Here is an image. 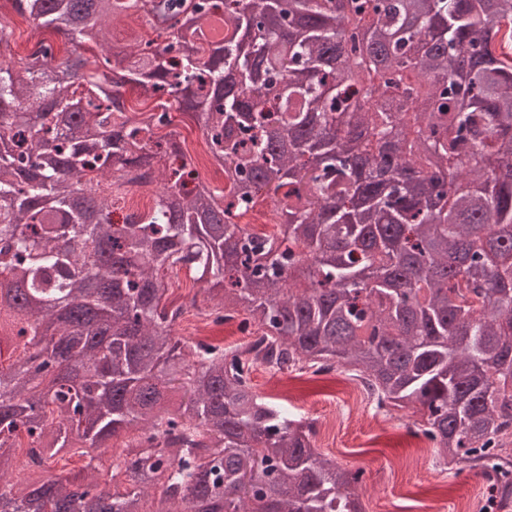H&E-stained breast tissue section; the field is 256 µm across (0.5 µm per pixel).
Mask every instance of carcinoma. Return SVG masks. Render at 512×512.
Masks as SVG:
<instances>
[{
	"instance_id": "obj_1",
	"label": "carcinoma",
	"mask_w": 512,
	"mask_h": 512,
	"mask_svg": "<svg viewBox=\"0 0 512 512\" xmlns=\"http://www.w3.org/2000/svg\"><path fill=\"white\" fill-rule=\"evenodd\" d=\"M68 39L20 67L0 16V501L13 512H364L360 472L322 456L316 423L255 389L340 367L436 462L512 504V0H11ZM133 19L155 36L85 57ZM154 107L131 115L126 93ZM191 114L224 171L217 194L157 130ZM150 208L114 219L128 186ZM268 197L277 234L236 222ZM62 239L75 241L58 248ZM212 284L199 309L258 342L175 337L186 306L160 271ZM101 308L112 319L91 327ZM55 325L46 359L11 369ZM59 356L87 369L72 382ZM124 490L7 480L76 444L110 448Z\"/></svg>"
}]
</instances>
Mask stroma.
<instances>
[{
	"label": "stroma",
	"instance_id": "1",
	"mask_svg": "<svg viewBox=\"0 0 512 512\" xmlns=\"http://www.w3.org/2000/svg\"><path fill=\"white\" fill-rule=\"evenodd\" d=\"M174 129L203 181L223 188L224 177L210 165L197 125L181 114ZM254 383L259 394L279 398L289 412L318 421L332 412H347L352 393L360 389L344 371L281 375L260 367ZM411 422V411L394 410L376 423L364 418L340 423L330 435L318 436L316 445L339 464L361 471L365 512H427L433 506L443 512H457L461 507L482 512L486 479L462 464L444 470L435 467L432 443L409 434Z\"/></svg>",
	"mask_w": 512,
	"mask_h": 512
}]
</instances>
